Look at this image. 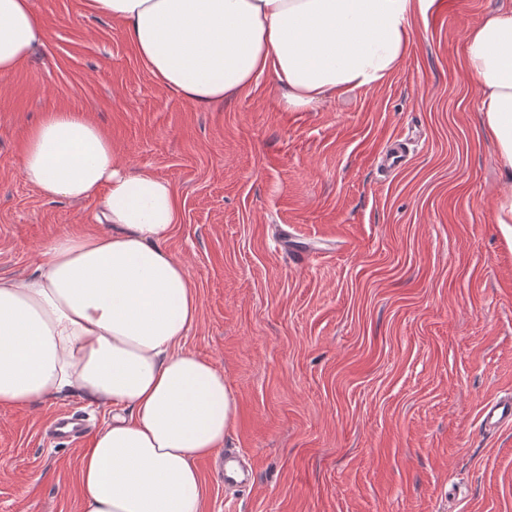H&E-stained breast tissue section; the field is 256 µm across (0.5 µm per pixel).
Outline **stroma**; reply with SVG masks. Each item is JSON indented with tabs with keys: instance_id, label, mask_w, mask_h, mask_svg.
<instances>
[{
	"instance_id": "35a3bbf8",
	"label": "stroma",
	"mask_w": 512,
	"mask_h": 512,
	"mask_svg": "<svg viewBox=\"0 0 512 512\" xmlns=\"http://www.w3.org/2000/svg\"><path fill=\"white\" fill-rule=\"evenodd\" d=\"M48 39L0 77V275L22 279L62 233H95L91 201L26 183L29 129L52 110L98 123L128 169L176 192L166 241L196 289L185 348L224 373L226 485L197 463L204 512H512V427L480 411L512 394V170L481 126L469 31L512 0H441L383 83L314 110L272 76L217 105L158 85L120 25L86 0H31ZM403 130L405 169L380 156ZM62 411L91 431L111 407L74 393L0 407V512H81L82 444L44 439Z\"/></svg>"
}]
</instances>
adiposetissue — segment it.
Returning <instances> with one entry per match:
<instances>
[{"instance_id":"adipose-tissue-1","label":"adipose tissue","mask_w":512,"mask_h":512,"mask_svg":"<svg viewBox=\"0 0 512 512\" xmlns=\"http://www.w3.org/2000/svg\"><path fill=\"white\" fill-rule=\"evenodd\" d=\"M436 0H87L121 25L151 76L188 101L223 102L273 75L282 101L313 109L383 83L407 59ZM31 0H0V77L44 43ZM482 127L512 169V12L487 16L464 48ZM48 199L98 200L94 234L44 246L35 271L0 276V405L76 391L111 406L80 460L81 512H203L198 459L224 446L234 396L185 349L200 302L165 242L176 193L128 171L85 114L47 112L21 157Z\"/></svg>"}]
</instances>
